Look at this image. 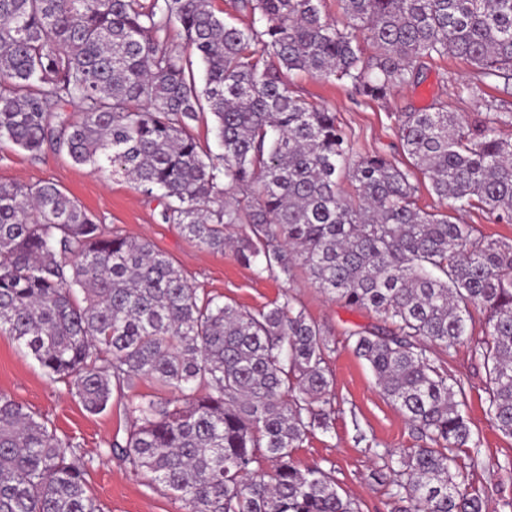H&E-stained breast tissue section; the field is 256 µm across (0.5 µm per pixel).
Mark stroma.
Returning a JSON list of instances; mask_svg holds the SVG:
<instances>
[{
  "label": "stroma",
  "instance_id": "obj_1",
  "mask_svg": "<svg viewBox=\"0 0 512 512\" xmlns=\"http://www.w3.org/2000/svg\"><path fill=\"white\" fill-rule=\"evenodd\" d=\"M479 82L476 68L453 58L428 64L419 84L401 88L384 100L359 97L350 85L323 82L304 73L292 74L288 80L295 96L335 112L353 141L356 155L379 154L399 163L405 157L398 134V113L441 105L474 122L484 116L488 101L512 108V81L483 83L485 97L481 100L461 94V85ZM40 181L56 183L102 224L148 240L180 266L197 288L222 301L254 310L285 292L295 294L306 314L326 330L330 340L326 368L336 404L328 430H315L302 447L294 449L293 460L300 469L317 467L327 473L358 512H392L387 453L408 452L422 447L423 441L381 393L367 363L345 345L346 329L381 327L376 315L330 298L305 275H298L291 283L267 275L260 277L240 265L231 251L201 248L177 225L162 222L163 200L159 194L143 193L122 177L74 166L66 157L49 150L35 157L0 143V183ZM483 328V314H475L471 339L457 345L450 354H435L434 360L450 378L464 383L465 412L481 440L479 449H459L455 466L466 475L470 489L487 499L488 512H508L503 503L512 500V483L500 484L499 476L502 466L512 463V438L503 436L486 414V371L474 353V341L481 338ZM153 390L151 383L140 382L135 390L113 395L112 405L105 412L90 414L64 384L50 381L31 356L0 335V393L48 418L58 435L73 438L83 452L93 456L89 484L103 512H184L182 502L170 497L162 485L149 484L144 474L107 452L109 443L127 437L130 421L123 411L124 404L135 393Z\"/></svg>",
  "mask_w": 512,
  "mask_h": 512
}]
</instances>
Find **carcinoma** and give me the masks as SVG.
<instances>
[{
    "label": "carcinoma",
    "instance_id": "cac0c4a2",
    "mask_svg": "<svg viewBox=\"0 0 512 512\" xmlns=\"http://www.w3.org/2000/svg\"><path fill=\"white\" fill-rule=\"evenodd\" d=\"M339 2L330 20L322 0H235L241 28L212 0H0V141L159 191L163 223L200 247L230 246L256 275L289 283L302 269L381 318V331L349 329L346 343L429 441L391 469L395 512H486L451 473L453 451L480 440L463 383L433 355L485 313L475 354L486 413L512 438V243L420 207L414 171L450 210L511 224L502 128L512 111L490 103L475 125L441 108L403 113L402 168L353 159L336 113L293 96L287 76L347 83L371 100L435 58L510 79L512 0ZM174 25L203 64L200 85L170 41ZM204 111L222 154L192 134ZM237 224L239 235L227 233ZM0 333L92 414L112 405L114 387L147 380L164 391L124 405L132 425L109 451L185 512H356L329 475L293 461L335 402L326 331L295 295L243 310L199 292L149 241L99 223L55 183H0ZM92 463L0 393V512H100Z\"/></svg>",
    "mask_w": 512,
    "mask_h": 512
}]
</instances>
